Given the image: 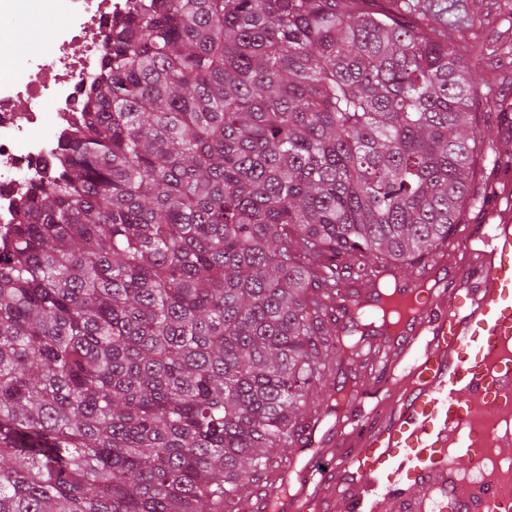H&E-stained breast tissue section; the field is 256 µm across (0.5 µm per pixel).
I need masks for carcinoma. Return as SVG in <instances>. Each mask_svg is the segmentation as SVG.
Returning a JSON list of instances; mask_svg holds the SVG:
<instances>
[{
    "instance_id": "obj_1",
    "label": "carcinoma",
    "mask_w": 512,
    "mask_h": 512,
    "mask_svg": "<svg viewBox=\"0 0 512 512\" xmlns=\"http://www.w3.org/2000/svg\"><path fill=\"white\" fill-rule=\"evenodd\" d=\"M381 0H136L0 236V512H224L332 370L331 288L448 241L477 72Z\"/></svg>"
}]
</instances>
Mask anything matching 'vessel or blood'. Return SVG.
<instances>
[{
	"instance_id": "1",
	"label": "vessel or blood",
	"mask_w": 512,
	"mask_h": 512,
	"mask_svg": "<svg viewBox=\"0 0 512 512\" xmlns=\"http://www.w3.org/2000/svg\"><path fill=\"white\" fill-rule=\"evenodd\" d=\"M474 241L464 262L436 259L390 297H361L397 316L375 330L387 409L371 420L355 387L346 420L310 426L313 457L288 467L297 492H266L258 512H512V207ZM448 266L452 287L414 302L416 285ZM492 457L499 478L489 484L475 470Z\"/></svg>"
}]
</instances>
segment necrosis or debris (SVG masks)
Wrapping results in <instances>:
<instances>
[{
  "instance_id": "obj_1",
  "label": "necrosis or debris",
  "mask_w": 512,
  "mask_h": 512,
  "mask_svg": "<svg viewBox=\"0 0 512 512\" xmlns=\"http://www.w3.org/2000/svg\"><path fill=\"white\" fill-rule=\"evenodd\" d=\"M134 0H65L49 50L0 58V224L15 223L32 184L47 181L103 68L102 38Z\"/></svg>"
}]
</instances>
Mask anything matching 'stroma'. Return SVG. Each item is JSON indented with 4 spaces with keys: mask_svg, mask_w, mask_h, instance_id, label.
Instances as JSON below:
<instances>
[{
    "mask_svg": "<svg viewBox=\"0 0 512 512\" xmlns=\"http://www.w3.org/2000/svg\"><path fill=\"white\" fill-rule=\"evenodd\" d=\"M446 19L442 33L461 52L476 48L480 91L501 111L478 114L476 127L496 148L485 151L462 223L480 231L491 212L512 197V0H427Z\"/></svg>",
    "mask_w": 512,
    "mask_h": 512,
    "instance_id": "obj_1",
    "label": "stroma"
}]
</instances>
